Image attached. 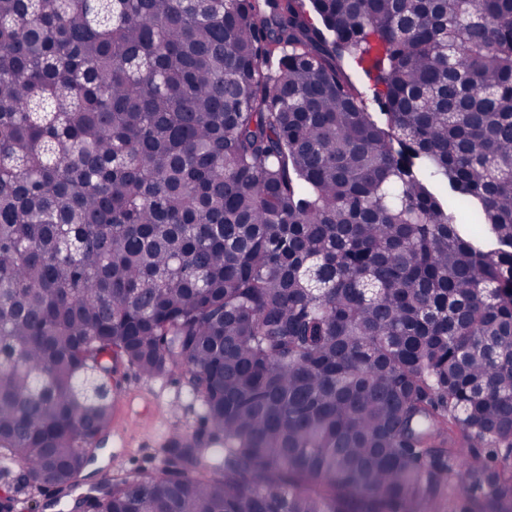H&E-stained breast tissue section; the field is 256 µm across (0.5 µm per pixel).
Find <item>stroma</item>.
Wrapping results in <instances>:
<instances>
[{
    "mask_svg": "<svg viewBox=\"0 0 512 512\" xmlns=\"http://www.w3.org/2000/svg\"><path fill=\"white\" fill-rule=\"evenodd\" d=\"M112 382L121 400L113 407L112 425L95 461L78 479L80 495L111 479L154 470L171 439L199 429L200 408L183 373L149 378L123 365Z\"/></svg>",
    "mask_w": 512,
    "mask_h": 512,
    "instance_id": "obj_1",
    "label": "stroma"
}]
</instances>
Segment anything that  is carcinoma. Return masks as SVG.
I'll return each instance as SVG.
<instances>
[{
	"mask_svg": "<svg viewBox=\"0 0 512 512\" xmlns=\"http://www.w3.org/2000/svg\"><path fill=\"white\" fill-rule=\"evenodd\" d=\"M124 364L224 456L95 512H512V0H0V474Z\"/></svg>",
	"mask_w": 512,
	"mask_h": 512,
	"instance_id": "carcinoma-1",
	"label": "carcinoma"
}]
</instances>
